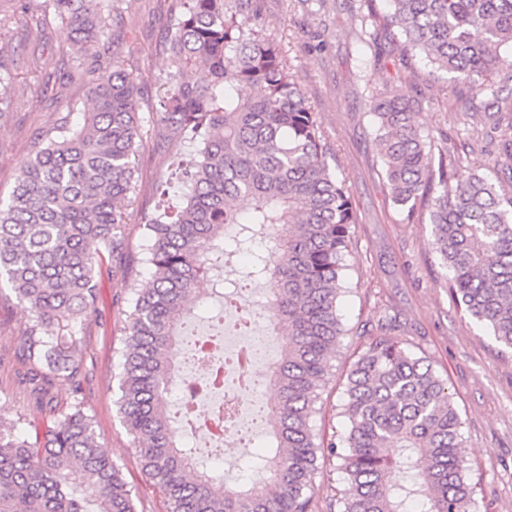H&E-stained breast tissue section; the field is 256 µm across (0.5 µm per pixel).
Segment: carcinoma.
Here are the masks:
<instances>
[{
  "instance_id": "cac0c4a2",
  "label": "carcinoma",
  "mask_w": 512,
  "mask_h": 512,
  "mask_svg": "<svg viewBox=\"0 0 512 512\" xmlns=\"http://www.w3.org/2000/svg\"><path fill=\"white\" fill-rule=\"evenodd\" d=\"M384 2L386 30L433 71L493 96L490 75L506 69L512 79V55L500 53L512 51V0ZM51 7L81 52L96 54L107 37L103 0ZM167 41L179 72L160 102L158 137L189 139L198 150L184 169L189 193L143 225L149 279L138 278L120 234L143 137L140 87L124 64L93 88L84 125L52 139L0 199V281L34 316L21 337L31 381L45 390L60 371L74 380V402L63 412L49 407L54 420L42 433L24 434L20 420L0 415V512H86L88 504L136 512L80 398L74 328L94 312L95 266L106 253L132 296L118 411L170 512H313L317 462L329 458L342 474L329 512H478L455 394L390 321L346 373V430L328 440L314 432L319 392L346 335L339 299L352 201L330 171L315 113L256 17H238L226 0H180ZM184 70L193 81L181 79ZM367 106L392 202L409 217L427 202L451 300L512 351V196L471 171L448 176V156L395 92L378 91ZM226 243L250 255L239 281L224 279ZM204 279L226 304L264 285L266 302L240 321L261 319L285 339L269 374L276 397L267 402L266 453L244 450L261 477L233 487L199 469L200 449L183 442L203 389L183 379L179 411L168 403L189 300Z\"/></svg>"
}]
</instances>
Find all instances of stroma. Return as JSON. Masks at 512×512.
<instances>
[{"instance_id":"obj_1","label":"stroma","mask_w":512,"mask_h":512,"mask_svg":"<svg viewBox=\"0 0 512 512\" xmlns=\"http://www.w3.org/2000/svg\"><path fill=\"white\" fill-rule=\"evenodd\" d=\"M178 5L179 0H113L106 14L111 37L96 57L86 58L52 12H27L19 0H0V73L11 76L14 86L8 108L0 112V198L9 196L30 159L61 125H82L93 86L111 71L113 60H123L143 87V145L122 234L129 251L144 257L143 223L157 205L180 201L187 190L181 163L196 150L184 141L159 145L154 135L156 108L176 69L166 33ZM245 12L259 16L276 39L316 115L328 164L344 181L357 213L346 257L348 290L341 298L349 334L317 402L316 433L344 431V376L359 334L394 318L397 336L413 353L430 358L455 394L465 464L478 483L481 512H512V353L452 302L440 257L430 245L427 209L409 219L393 205L366 105L369 91L393 89L414 104L417 124L449 160L478 170L512 195V161L499 151L500 143L512 138V77L502 71L491 78L501 106L494 115L485 109L486 96L449 82L424 59L400 63L396 45L365 0H249ZM35 48L41 53L37 64L31 61ZM96 280L95 310L76 327L85 411L121 468L137 512H167L142 471L116 405L131 296L111 260L97 268ZM29 322L11 290L0 289V412L22 416L26 432L49 423L28 382L31 365L18 350Z\"/></svg>"}]
</instances>
